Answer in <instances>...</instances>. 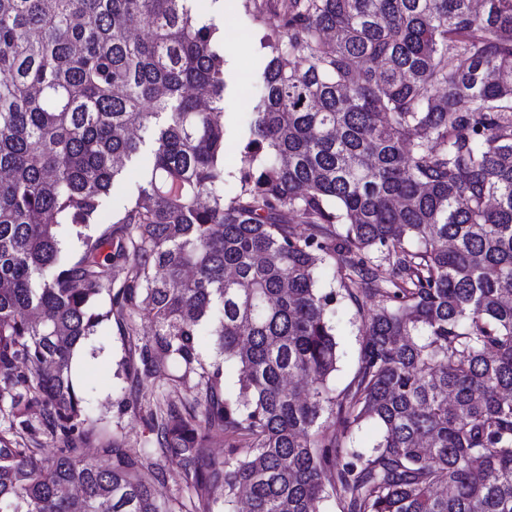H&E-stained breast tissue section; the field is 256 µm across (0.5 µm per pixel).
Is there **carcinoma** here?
<instances>
[{
	"label": "carcinoma",
	"mask_w": 512,
	"mask_h": 512,
	"mask_svg": "<svg viewBox=\"0 0 512 512\" xmlns=\"http://www.w3.org/2000/svg\"><path fill=\"white\" fill-rule=\"evenodd\" d=\"M191 2L0 0V512H512V0H246L280 26L232 175ZM150 127L136 201L84 232ZM339 296L363 313L340 394ZM104 320L138 337L126 374L199 388L153 400L139 455L72 377ZM161 464L164 466V479L155 485L159 500L169 504L186 502L191 491L185 485L180 467L172 461L164 460Z\"/></svg>",
	"instance_id": "1"
}]
</instances>
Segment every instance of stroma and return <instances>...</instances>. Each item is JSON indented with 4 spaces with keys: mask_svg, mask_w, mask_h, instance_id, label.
<instances>
[{
    "mask_svg": "<svg viewBox=\"0 0 512 512\" xmlns=\"http://www.w3.org/2000/svg\"><path fill=\"white\" fill-rule=\"evenodd\" d=\"M193 9L202 19L213 21L224 36V167L236 171L240 165L239 145L246 124L262 92V73L266 59L259 39L270 22L254 23L244 8V0H194ZM247 37L243 50L234 44ZM154 130L142 133L141 151L126 165L104 203L98 221L105 224L113 207L135 200L141 175L153 159L157 147ZM359 319L356 306L347 299L336 304L337 339L341 352L333 382L344 389L356 371ZM138 360L135 340L120 334L115 323L103 322L85 339L75 358V375L88 415L107 432L122 435L128 449H144L149 438L146 418L150 404L160 390L149 382L132 384L125 374L128 365Z\"/></svg>",
    "mask_w": 512,
    "mask_h": 512,
    "instance_id": "1",
    "label": "stroma"
}]
</instances>
